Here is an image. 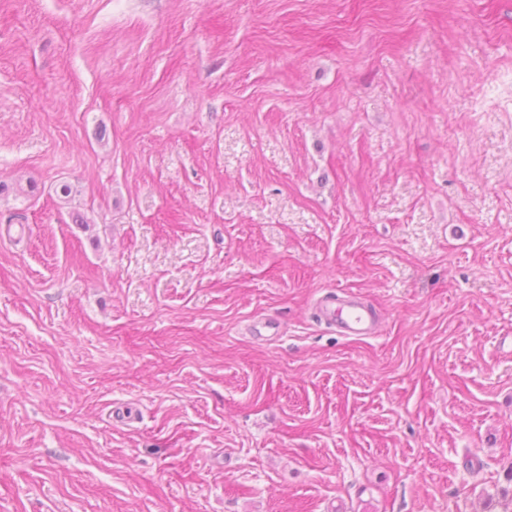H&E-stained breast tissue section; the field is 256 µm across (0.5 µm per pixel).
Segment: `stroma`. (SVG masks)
Listing matches in <instances>:
<instances>
[{
    "mask_svg": "<svg viewBox=\"0 0 512 512\" xmlns=\"http://www.w3.org/2000/svg\"><path fill=\"white\" fill-rule=\"evenodd\" d=\"M0 182V512L512 499V0H0ZM321 319L347 336H373L379 329L374 311L348 295L336 304L333 301L323 303L319 308Z\"/></svg>",
    "mask_w": 512,
    "mask_h": 512,
    "instance_id": "stroma-1",
    "label": "stroma"
}]
</instances>
